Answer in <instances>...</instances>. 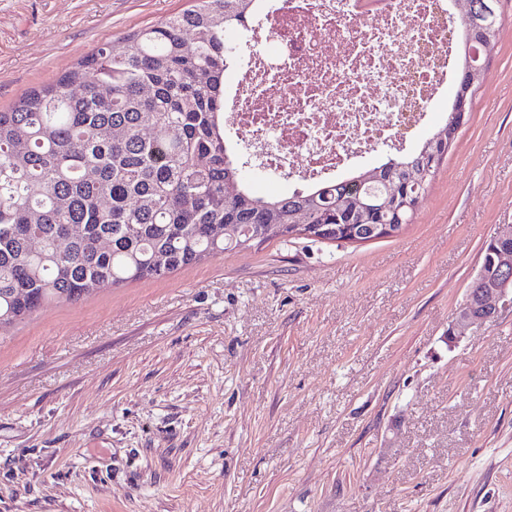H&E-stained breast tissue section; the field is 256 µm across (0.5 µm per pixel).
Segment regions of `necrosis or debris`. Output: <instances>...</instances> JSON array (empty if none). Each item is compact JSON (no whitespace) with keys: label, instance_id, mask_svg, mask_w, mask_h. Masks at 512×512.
I'll use <instances>...</instances> for the list:
<instances>
[{"label":"necrosis or debris","instance_id":"1","mask_svg":"<svg viewBox=\"0 0 512 512\" xmlns=\"http://www.w3.org/2000/svg\"><path fill=\"white\" fill-rule=\"evenodd\" d=\"M452 0H288L255 25L227 123L268 171L326 180L374 145L406 149L455 69Z\"/></svg>","mask_w":512,"mask_h":512}]
</instances>
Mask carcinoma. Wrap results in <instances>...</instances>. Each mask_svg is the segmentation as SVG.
I'll return each mask as SVG.
<instances>
[{"instance_id":"1","label":"carcinoma","mask_w":512,"mask_h":512,"mask_svg":"<svg viewBox=\"0 0 512 512\" xmlns=\"http://www.w3.org/2000/svg\"><path fill=\"white\" fill-rule=\"evenodd\" d=\"M265 8L192 0L0 111V326L51 301L286 241L297 224L410 223L451 147V114L413 154L303 191H249L248 162L224 137V73L240 59L227 35ZM387 182L408 206L361 211L359 199H385Z\"/></svg>"}]
</instances>
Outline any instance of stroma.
<instances>
[{"mask_svg": "<svg viewBox=\"0 0 512 512\" xmlns=\"http://www.w3.org/2000/svg\"><path fill=\"white\" fill-rule=\"evenodd\" d=\"M190 0H0V110ZM411 224L272 240L0 328V512H512V0ZM498 239L501 246L494 251L492 263L498 267L502 276L483 278L479 268L474 280H480L481 288H470L465 300L456 309L454 321L449 332L448 340L456 342L464 337L455 335V330L463 333L469 328L495 320L498 318L502 305H512V224L499 226L498 231L492 236ZM485 243L483 249V261L488 258L489 251L495 247V240Z\"/></svg>", "mask_w": 512, "mask_h": 512, "instance_id": "35a3bbf8", "label": "stroma"}]
</instances>
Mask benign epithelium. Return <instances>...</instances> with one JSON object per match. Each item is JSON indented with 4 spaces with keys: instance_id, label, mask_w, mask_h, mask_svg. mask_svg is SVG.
<instances>
[{
    "instance_id": "benign-epithelium-1",
    "label": "benign epithelium",
    "mask_w": 512,
    "mask_h": 512,
    "mask_svg": "<svg viewBox=\"0 0 512 512\" xmlns=\"http://www.w3.org/2000/svg\"><path fill=\"white\" fill-rule=\"evenodd\" d=\"M333 233L346 241H360L352 224H338L334 230H321L318 237H328ZM494 238L499 240L500 248L494 251L492 263L498 267L502 275L485 278L482 272H477L480 287L469 289L465 300L456 309L448 336L451 342L459 340L455 332L462 333L473 326L492 321L498 318L502 305H512V224L499 226Z\"/></svg>"
}]
</instances>
